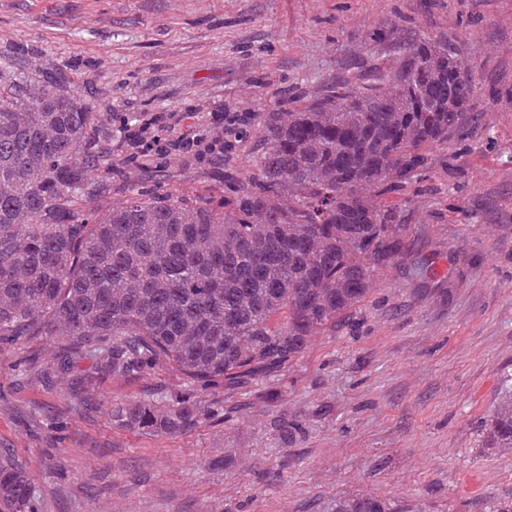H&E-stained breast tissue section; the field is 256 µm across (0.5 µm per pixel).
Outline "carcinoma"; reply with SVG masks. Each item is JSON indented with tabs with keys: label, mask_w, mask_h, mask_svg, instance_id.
Masks as SVG:
<instances>
[{
	"label": "carcinoma",
	"mask_w": 512,
	"mask_h": 512,
	"mask_svg": "<svg viewBox=\"0 0 512 512\" xmlns=\"http://www.w3.org/2000/svg\"><path fill=\"white\" fill-rule=\"evenodd\" d=\"M472 74L445 38L418 39L392 71L261 112L255 172L224 175V202L135 191L84 211L91 171L112 167L93 106L51 78L0 69V337L53 336L56 369L92 358L114 374L170 365L195 386L276 373L336 327L390 256L383 196L431 167L429 148L472 121ZM190 396L112 409L148 435L192 429ZM484 448L512 449V384L484 422ZM0 512H37L25 467L0 452ZM336 512H413L384 498Z\"/></svg>",
	"instance_id": "cac0c4a2"
}]
</instances>
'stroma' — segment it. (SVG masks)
Wrapping results in <instances>:
<instances>
[{
  "mask_svg": "<svg viewBox=\"0 0 512 512\" xmlns=\"http://www.w3.org/2000/svg\"><path fill=\"white\" fill-rule=\"evenodd\" d=\"M424 34L470 69L474 120L390 194L397 255L288 369L203 390L165 365L117 376L84 359L46 383L54 338L0 344V448L39 512H335L354 495L491 512L512 498V451H485L481 431L512 375V0H0V68L60 75L111 135L113 166L91 177L107 207L142 189L220 199L225 170H254L246 140L217 162L125 163L123 119L200 107L251 134L280 99L392 69ZM186 392L214 405L187 433L112 420L113 404Z\"/></svg>",
  "mask_w": 512,
  "mask_h": 512,
  "instance_id": "stroma-1",
  "label": "stroma"
}]
</instances>
